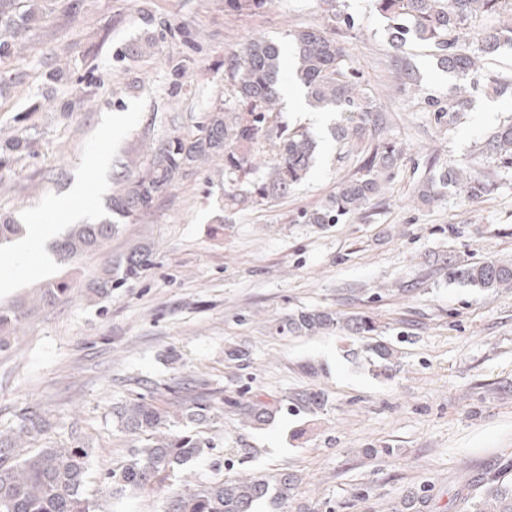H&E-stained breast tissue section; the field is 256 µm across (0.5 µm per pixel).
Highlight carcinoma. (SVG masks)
<instances>
[{"instance_id":"cac0c4a2","label":"carcinoma","mask_w":512,"mask_h":512,"mask_svg":"<svg viewBox=\"0 0 512 512\" xmlns=\"http://www.w3.org/2000/svg\"><path fill=\"white\" fill-rule=\"evenodd\" d=\"M270 0H224V9L233 14L253 13ZM386 23L390 46L400 50L413 41L429 46L437 67L455 78L448 97L430 98L428 106L439 124H454L460 113L469 110L472 75L482 60L496 56L504 47L512 48V23L500 22L474 28L478 16L512 15V0H373ZM328 19L348 29L355 28L344 0H323ZM20 0H0V23L15 29L37 20L36 7L20 10ZM291 75L303 85L309 104L324 112H339L341 119L330 128L338 143L364 145L359 170L341 180L336 192L319 206L302 215L306 224H338L374 199L382 190V178L397 164L400 154L392 141L365 144L367 131L383 121L373 98L362 88L358 70L344 47L328 28L305 27L289 34ZM284 60L281 48L266 39L247 42L243 54L224 65V103L210 111L206 122L189 135L173 131L166 140L150 148L144 165L122 175L115 182L107 202V215L95 223L74 224L53 246V255L68 263L79 255L99 248L119 232L120 225L133 224L147 215L156 202L178 180L209 162L224 156V215L222 224L246 207L270 203L288 195L306 178L315 162V141L308 132L290 130L280 120L281 82ZM395 78L406 90L418 91L415 70L405 59L397 61ZM485 87L498 96L512 97V80L494 75L485 78ZM268 145L274 160L267 167L254 163L256 147ZM486 154L512 159V123L501 126L489 138ZM487 188L479 172L466 173L448 165L420 182L416 198L430 204L448 190H461L469 197L480 196ZM26 233V225L0 224V244ZM150 264V250L135 244L108 265L103 273L86 284L97 299L112 296V289L138 278ZM464 277L485 290L512 284V264L484 260L467 267ZM69 290L65 282L49 283L35 298L37 306H51ZM24 306L0 311V332L22 321ZM342 326L357 336L377 331L365 315L341 318L326 310H301L275 327L279 335H311ZM247 427L266 424L274 414L263 401L233 403ZM298 409L316 413L326 406L321 395H296ZM224 398L202 383L192 389L156 388L140 397L112 407V419L138 442L128 460L104 478L109 493L157 491L172 482L188 465L210 447L195 426L219 417ZM53 423L36 409L17 415L9 434L0 433V512H96V503L87 497L86 483L91 452L80 437L62 446L33 448L38 437L49 433ZM295 474L282 471L272 477L227 478L190 490L173 491L166 497L164 512H254L263 501L286 512ZM483 512H512L509 488L489 490L481 505Z\"/></svg>"}]
</instances>
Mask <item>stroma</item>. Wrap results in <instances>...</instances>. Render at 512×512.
Returning a JSON list of instances; mask_svg holds the SVG:
<instances>
[{"mask_svg": "<svg viewBox=\"0 0 512 512\" xmlns=\"http://www.w3.org/2000/svg\"><path fill=\"white\" fill-rule=\"evenodd\" d=\"M39 19L20 31L24 50L0 60V143L27 142L0 163V222L40 211L68 188L84 159L96 161L88 184L90 220L106 213L112 180L125 159L143 163L172 130L188 134L224 101V64L251 38L286 45L290 31L324 26L321 0H272L234 15L224 0H34ZM357 26L336 27L374 93L384 124L374 139L402 150L383 191L341 223L301 220L335 193L362 159L337 145L326 126L282 115L317 141V162L288 198L238 212L217 229L224 204V161L194 170L135 224L72 262L15 275L0 288L9 309L43 284L69 281L56 304L31 311L0 352V433L20 410L49 415V444L79 434L92 450L86 493L97 512H163L156 493L112 497L103 478L132 442L112 408L156 383L204 382L242 401L272 402L324 393L317 414L278 412L246 429L231 407L201 424L210 448L179 483L193 488L226 474L294 472L288 512H476L487 482L512 485V285L493 291L454 279L453 271L488 258L512 259V166L480 148L512 122V98L472 95L470 112L444 128L424 97L454 84L429 48L390 47L373 0H346ZM151 42L134 56V45ZM410 61L422 96L394 84L396 56ZM111 113L112 133L102 126ZM479 161L488 183L479 198L450 195L417 203L419 182L448 163ZM135 242L151 249L144 274L111 298H92L88 281ZM372 317L397 355L370 363L367 339L341 331L282 336L275 326L299 310ZM248 349L240 368L225 352ZM230 448L250 454L224 470ZM427 501L404 508L420 487Z\"/></svg>", "mask_w": 512, "mask_h": 512, "instance_id": "1", "label": "stroma"}]
</instances>
